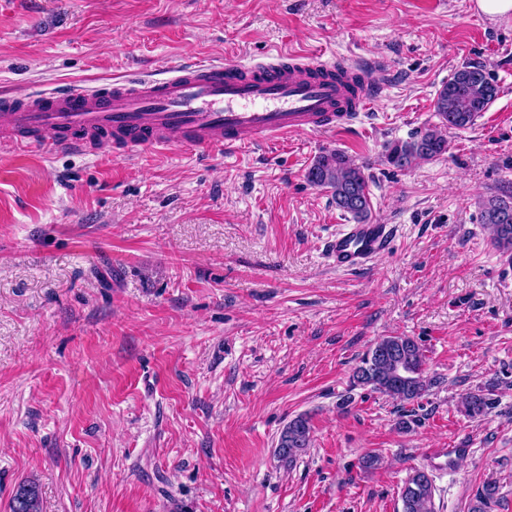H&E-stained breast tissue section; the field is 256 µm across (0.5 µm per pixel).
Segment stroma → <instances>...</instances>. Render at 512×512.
Wrapping results in <instances>:
<instances>
[{
	"label": "stroma",
	"mask_w": 512,
	"mask_h": 512,
	"mask_svg": "<svg viewBox=\"0 0 512 512\" xmlns=\"http://www.w3.org/2000/svg\"><path fill=\"white\" fill-rule=\"evenodd\" d=\"M278 49L356 60L377 98L353 134L242 152L24 155L0 149V512L24 482L41 512H401L410 471L435 512H512V253L480 221L512 182V14L475 0H0V97L100 86ZM465 64L497 98L448 151L398 169L388 146L438 125ZM339 150L395 244L332 267L348 223L306 172ZM385 336L434 383L410 405L352 386ZM493 405L474 420L463 395ZM416 424L400 429L401 415ZM310 446L276 445L296 417ZM465 443L447 467L428 448ZM370 452L374 469L361 466ZM310 427L308 421L303 417H298L288 422L281 430L276 454L278 458L288 465L296 461L309 447Z\"/></svg>",
	"instance_id": "stroma-1"
}]
</instances>
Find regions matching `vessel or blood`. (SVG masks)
Returning <instances> with one entry per match:
<instances>
[{
	"label": "vessel or blood",
	"instance_id": "obj_1",
	"mask_svg": "<svg viewBox=\"0 0 512 512\" xmlns=\"http://www.w3.org/2000/svg\"><path fill=\"white\" fill-rule=\"evenodd\" d=\"M375 87L363 68L288 50L263 62L196 61L165 78L52 89L0 101V145L22 143L125 156L137 149L233 150L298 133L343 132ZM390 224H348L325 244L331 264L359 271L389 252Z\"/></svg>",
	"mask_w": 512,
	"mask_h": 512
}]
</instances>
